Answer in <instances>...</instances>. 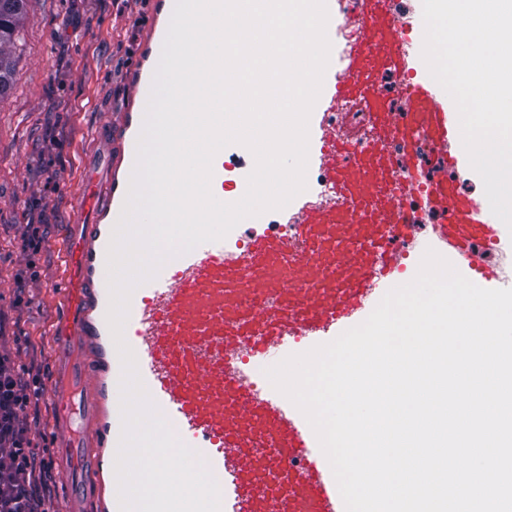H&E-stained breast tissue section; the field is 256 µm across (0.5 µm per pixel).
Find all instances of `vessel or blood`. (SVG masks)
<instances>
[{"label":"vessel or blood","instance_id":"vessel-or-blood-1","mask_svg":"<svg viewBox=\"0 0 512 512\" xmlns=\"http://www.w3.org/2000/svg\"><path fill=\"white\" fill-rule=\"evenodd\" d=\"M359 3L352 17L358 37L347 51V64L341 76L324 78L309 117L308 164L321 167L333 193L323 203L297 195L291 218L297 242L260 236L230 255L223 242L203 243L168 260L130 299L124 338L150 398L216 480H223L224 464L232 462L238 512L343 509L336 482L322 474L325 461L312 455L308 431L228 373L225 357L246 349L274 365L286 356L283 336H316L343 327L367 294L390 290L398 255L387 243L405 238L418 223L417 197L444 213L439 239L463 249L474 275H489L482 253L468 247L473 240L496 238L498 219L488 200L461 195L444 175L416 189L402 181L403 172L415 168L416 138H427L444 165L456 166L464 156L456 106L429 75L421 54L410 52L389 0ZM174 6L175 0H156L149 38L134 66V94L144 103ZM390 75L403 109H392L382 90ZM350 99L365 104L376 130L362 148L334 136L336 106ZM144 118L139 110L113 120L109 130L117 135L120 153L109 156L104 173L87 172L78 218L57 242L65 274L53 334L63 370L47 395L68 451L109 448L121 437V416L112 410L120 401L122 367L107 319V254ZM394 139L403 144L402 156L386 149ZM254 165L245 146L221 149L212 164L215 198L223 199L230 180L237 196H244ZM78 468L80 482L69 489L73 499L98 486L104 459L91 456Z\"/></svg>","mask_w":512,"mask_h":512}]
</instances>
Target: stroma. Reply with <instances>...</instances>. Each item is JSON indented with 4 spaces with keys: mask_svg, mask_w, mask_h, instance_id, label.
Returning <instances> with one entry per match:
<instances>
[{
    "mask_svg": "<svg viewBox=\"0 0 512 512\" xmlns=\"http://www.w3.org/2000/svg\"><path fill=\"white\" fill-rule=\"evenodd\" d=\"M154 0H28L11 47V88L0 101V356L49 384L53 322L63 276L54 241L73 223L86 169L103 171L107 147L90 138L135 108L126 77ZM38 457L50 459L49 512L77 472L57 452L46 398L20 414Z\"/></svg>",
    "mask_w": 512,
    "mask_h": 512,
    "instance_id": "35a3bbf8",
    "label": "stroma"
}]
</instances>
